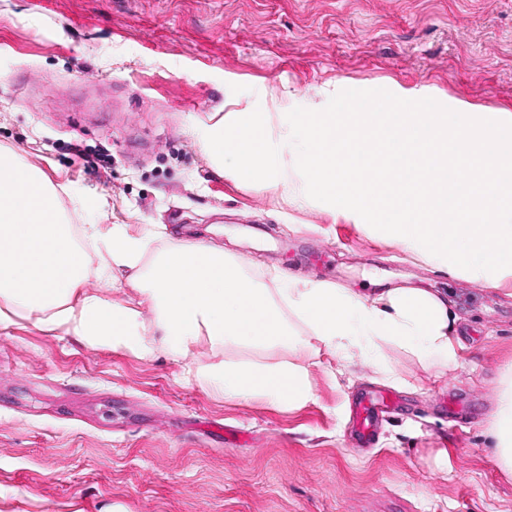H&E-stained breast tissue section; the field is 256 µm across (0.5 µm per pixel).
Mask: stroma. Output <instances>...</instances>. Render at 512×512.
I'll return each mask as SVG.
<instances>
[{"label":"stroma","instance_id":"35a3bbf8","mask_svg":"<svg viewBox=\"0 0 512 512\" xmlns=\"http://www.w3.org/2000/svg\"><path fill=\"white\" fill-rule=\"evenodd\" d=\"M343 89L512 113V0H0V153L38 167L70 224L223 247L374 297L419 287L459 317L448 365L375 340L304 354L295 406L218 396L201 348L142 358L34 319L0 324V512H512L491 432L512 371V278L491 284L364 220L225 172L209 126ZM105 154L86 170L74 145ZM365 389L398 393L374 448L349 437Z\"/></svg>","mask_w":512,"mask_h":512}]
</instances>
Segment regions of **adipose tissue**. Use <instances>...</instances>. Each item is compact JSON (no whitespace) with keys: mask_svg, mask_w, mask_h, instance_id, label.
I'll list each match as a JSON object with an SVG mask.
<instances>
[{"mask_svg":"<svg viewBox=\"0 0 512 512\" xmlns=\"http://www.w3.org/2000/svg\"><path fill=\"white\" fill-rule=\"evenodd\" d=\"M53 203L54 189L34 165L0 164L1 324L14 315L31 317L45 331L63 327L89 342L125 345L143 358L162 348L220 352L234 343L296 353L318 343L341 350L388 338L421 356L457 360L456 316L426 289L395 288L372 299L317 281L271 290L248 278L222 248L181 242L169 243L145 269V241L119 227L112 230L106 260L94 269ZM116 268L129 271L134 297L115 303L84 289L90 274ZM144 305L155 311L149 329L140 320ZM287 309L311 327V335L295 333L283 315ZM197 377L228 398L288 406L311 391L304 368L292 360H219L199 365ZM492 429L497 462L512 474V374L500 382Z\"/></svg>","mask_w":512,"mask_h":512,"instance_id":"adipose-tissue-1","label":"adipose tissue"}]
</instances>
